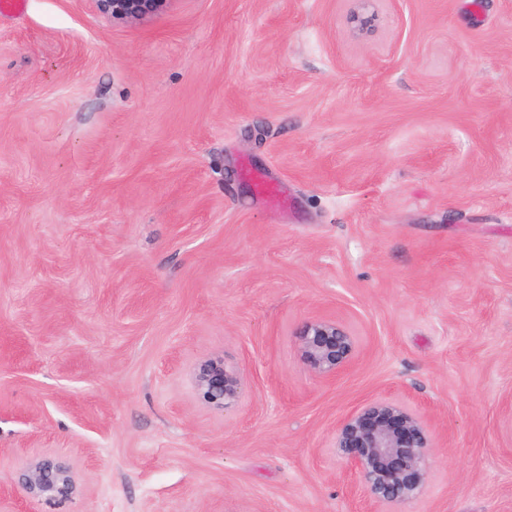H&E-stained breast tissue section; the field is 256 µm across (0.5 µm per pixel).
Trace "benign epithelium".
Here are the masks:
<instances>
[{
  "mask_svg": "<svg viewBox=\"0 0 512 512\" xmlns=\"http://www.w3.org/2000/svg\"><path fill=\"white\" fill-rule=\"evenodd\" d=\"M359 10L353 21L359 29L372 26L367 12L372 0H355ZM100 14L121 23H137L161 12L167 0H94ZM303 363L320 379H333L353 359L356 340L341 323L328 319L306 322L298 334ZM200 398L211 408L224 411L241 398L237 371L218 356L207 358L194 369ZM334 448L360 478L365 492L386 512L415 500L430 476L434 438L421 415L410 406L387 400L366 402L347 415L336 430ZM25 491L47 501L71 493L70 469L49 462L29 463L22 474Z\"/></svg>",
  "mask_w": 512,
  "mask_h": 512,
  "instance_id": "1",
  "label": "benign epithelium"
}]
</instances>
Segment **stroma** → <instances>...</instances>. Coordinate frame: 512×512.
<instances>
[{
    "mask_svg": "<svg viewBox=\"0 0 512 512\" xmlns=\"http://www.w3.org/2000/svg\"><path fill=\"white\" fill-rule=\"evenodd\" d=\"M353 7L0 11V512H377L333 446L377 398L434 436L404 512H512V0ZM317 317L357 342L331 380ZM303 363L320 379H333L353 359L356 340L341 323L328 319L307 321L298 334ZM194 384L200 398L211 408L224 411L241 398L237 371L218 356L207 358L194 369ZM22 485L31 497L51 501L68 496L73 488V480L67 467L49 462H31L23 471Z\"/></svg>",
    "mask_w": 512,
    "mask_h": 512,
    "instance_id": "1",
    "label": "stroma"
}]
</instances>
